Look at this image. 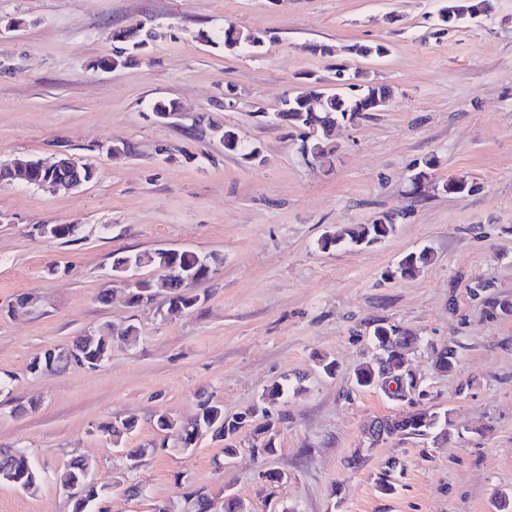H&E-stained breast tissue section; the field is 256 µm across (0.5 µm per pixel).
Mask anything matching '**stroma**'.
<instances>
[{"label": "stroma", "instance_id": "stroma-1", "mask_svg": "<svg viewBox=\"0 0 512 512\" xmlns=\"http://www.w3.org/2000/svg\"><path fill=\"white\" fill-rule=\"evenodd\" d=\"M442 2L0 0V166L65 154L95 171L68 193L0 183V377L13 384L0 396V447L28 448L43 474L33 493L0 484V512H69L54 475L75 458L109 487L99 512H190L192 490L246 512H497L495 493L512 496V0L461 24L438 22ZM139 21L165 38L126 67L98 68L115 31ZM228 21L266 35L261 54L226 53L215 38ZM354 43L388 51L345 53ZM319 44L332 54H315ZM340 71L392 96L370 119L338 124L322 165L256 110L335 91ZM169 99L182 117L156 121L153 103ZM217 124L261 145L264 162L226 153ZM120 141L127 154L112 156ZM451 179L472 192L446 193ZM385 213L396 230L381 243L320 249L324 233ZM42 224L79 231L66 242ZM424 247L430 265L390 278ZM161 248L217 257L196 309L162 316L120 292L99 300L115 253ZM24 294L35 301L17 309ZM105 322L135 325L138 342L113 336L97 368L30 373L34 357ZM382 322L418 338L405 366L418 385L402 400L352 381L374 360L370 332ZM448 345L449 376L434 367ZM284 381L293 392L274 415L269 458L249 452L259 416L230 460L210 436L184 452L154 425L162 413L194 418L208 397L238 416ZM422 408L449 411L448 438L368 447L371 420ZM119 418L137 422L127 446H161L135 473L143 498L125 494L118 447L98 430ZM390 457L403 466L384 495L376 477ZM269 471L282 480L266 481Z\"/></svg>", "mask_w": 512, "mask_h": 512}]
</instances>
